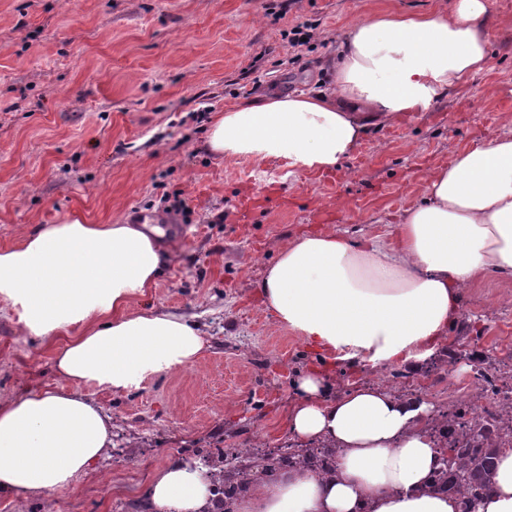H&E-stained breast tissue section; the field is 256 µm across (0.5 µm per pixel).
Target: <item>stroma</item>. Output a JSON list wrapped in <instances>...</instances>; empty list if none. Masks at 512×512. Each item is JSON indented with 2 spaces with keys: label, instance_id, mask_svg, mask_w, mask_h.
I'll return each instance as SVG.
<instances>
[{
  "label": "stroma",
  "instance_id": "stroma-1",
  "mask_svg": "<svg viewBox=\"0 0 512 512\" xmlns=\"http://www.w3.org/2000/svg\"><path fill=\"white\" fill-rule=\"evenodd\" d=\"M441 0H0V248L37 224L168 222L172 257L132 304L194 317V366L113 394L87 386L112 417L108 456L70 489L0 493V512H145L152 472L188 448L287 445L297 376L322 364L273 328L256 284L302 232L389 242L431 168L512 131V0H489L485 73L425 112L372 127L331 173H290L208 152L213 113L270 91H330L329 65L350 27L389 8ZM314 28L300 52L285 33ZM512 361V281L470 288L435 358L404 369L408 389L441 400L438 371L469 380L477 351ZM54 343L20 333L0 310V400L59 384Z\"/></svg>",
  "mask_w": 512,
  "mask_h": 512
}]
</instances>
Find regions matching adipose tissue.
I'll list each match as a JSON object with an SVG mask.
<instances>
[{"label":"adipose tissue","instance_id":"obj_1","mask_svg":"<svg viewBox=\"0 0 512 512\" xmlns=\"http://www.w3.org/2000/svg\"><path fill=\"white\" fill-rule=\"evenodd\" d=\"M487 0H445L425 14L386 9L354 25L335 60V89L271 92L214 114V155L287 160L291 171H331L369 129L428 110L491 55ZM149 224H39L0 248V302L23 334L64 336L54 357L64 385L0 401V491L45 497L67 490L112 446V417L88 384L120 394L182 370L204 351L197 322L129 304L170 261ZM512 277V134L456 153L427 178L389 243L336 232L294 237L268 263L260 294L275 325L329 365L418 366L459 319L465 291ZM422 399L377 382L334 391L318 370L294 384L286 427L303 444L337 450L335 472L303 466L256 475L228 512H460L435 489L441 443ZM147 512H211L199 469L176 458L150 476ZM476 512H512V451L501 454Z\"/></svg>","mask_w":512,"mask_h":512}]
</instances>
